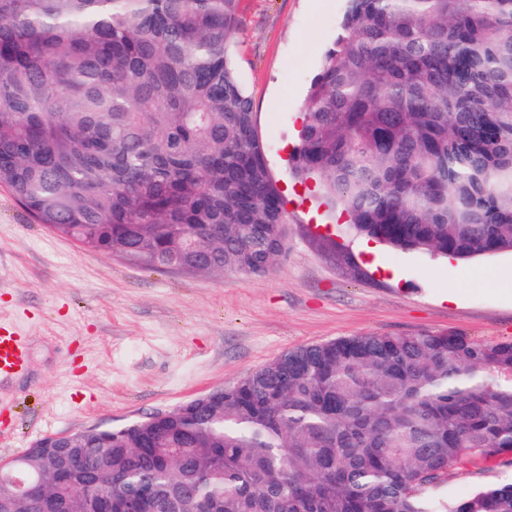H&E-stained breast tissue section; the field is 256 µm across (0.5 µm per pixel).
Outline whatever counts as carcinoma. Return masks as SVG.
I'll use <instances>...</instances> for the list:
<instances>
[{
  "instance_id": "carcinoma-1",
  "label": "carcinoma",
  "mask_w": 512,
  "mask_h": 512,
  "mask_svg": "<svg viewBox=\"0 0 512 512\" xmlns=\"http://www.w3.org/2000/svg\"><path fill=\"white\" fill-rule=\"evenodd\" d=\"M238 0H0V186L128 265L266 273L288 210L231 53ZM292 174L395 253L512 252V0H348ZM0 512H512L449 468L512 456V341L364 333L288 350L161 421L48 435ZM0 481L8 484L17 498L38 499L47 496L50 492L43 478L26 471L23 467L1 471Z\"/></svg>"
}]
</instances>
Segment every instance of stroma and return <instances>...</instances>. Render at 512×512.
I'll return each instance as SVG.
<instances>
[{"mask_svg": "<svg viewBox=\"0 0 512 512\" xmlns=\"http://www.w3.org/2000/svg\"><path fill=\"white\" fill-rule=\"evenodd\" d=\"M344 10L345 0L238 3L231 49L290 214L264 277L128 266L32 223L0 188V321L18 327L28 354L26 370L0 382V459L48 434L171 410L305 344L424 331L512 340V253L463 262L378 243L365 251L364 238L341 232L345 217L320 185L291 177L307 89ZM334 241L363 276L337 260ZM506 483L507 458L449 469L444 488L462 498Z\"/></svg>", "mask_w": 512, "mask_h": 512, "instance_id": "stroma-1", "label": "stroma"}]
</instances>
